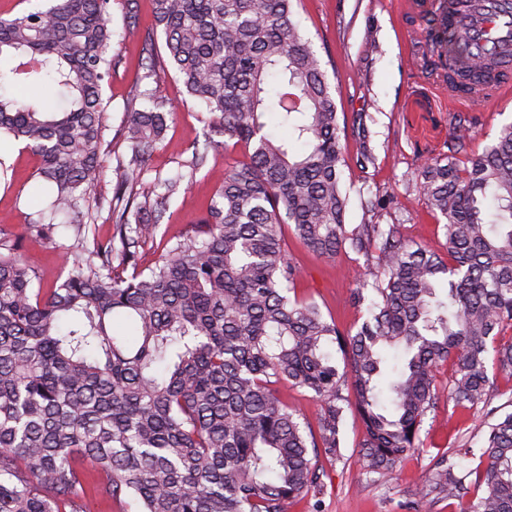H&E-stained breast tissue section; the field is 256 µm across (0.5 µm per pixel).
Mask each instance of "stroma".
<instances>
[{"label":"stroma","mask_w":512,"mask_h":512,"mask_svg":"<svg viewBox=\"0 0 512 512\" xmlns=\"http://www.w3.org/2000/svg\"><path fill=\"white\" fill-rule=\"evenodd\" d=\"M425 14L422 7L398 11L395 0H298L294 20L311 41L336 97L346 157L341 177L346 224H396L405 239L442 255V223L426 207L415 173L427 160L447 153L458 117H465L470 126L473 147L491 142L500 127L512 121V101L492 107L454 101L443 77L424 64ZM153 26L151 0H112V51L122 59L104 87L112 129H119L125 118L142 72V39ZM157 93L174 106L176 116L162 146L145 164L144 181L176 175L183 181L155 237L139 250L144 267L196 227L224 168L244 159L237 146L208 148V141L219 142L223 136L209 125L205 107L187 95L180 81L168 78ZM196 149L205 151L207 158L193 170L186 162ZM364 151L371 155L366 163L360 157ZM4 152L13 181L11 187L0 186V229L21 242L25 257L40 272L42 287H51L67 274L64 263L75 244L73 233L62 228L50 240L31 233L38 161L18 144L6 146ZM283 236L300 272L296 297L316 302L340 330L356 331L366 308L352 301L350 290L364 271V257L346 250L324 259L308 251L291 229H284ZM473 428L469 413L452 421L440 415L427 418L422 448L404 461L397 479L383 484L362 468L358 450L363 425L356 415L347 414L342 456L326 468L321 512H401L400 502L414 496L433 458L455 453Z\"/></svg>","instance_id":"1"}]
</instances>
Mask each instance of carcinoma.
<instances>
[{"mask_svg": "<svg viewBox=\"0 0 512 512\" xmlns=\"http://www.w3.org/2000/svg\"><path fill=\"white\" fill-rule=\"evenodd\" d=\"M155 31L121 129L129 158H112L103 86L111 54L112 0H49L0 16V137L39 159L47 187L33 222L52 239L73 230L84 257L51 288L18 241L0 231V512H98L132 499L138 512H288L323 493L320 464L342 457L354 408L360 457L377 480L394 479L422 447L425 419L489 404L488 365L512 372V123L469 151L460 122L448 153L417 179L445 224L441 257L404 238L398 224L344 223V148L327 72L293 21L294 0H153ZM163 40L165 56L156 40ZM448 86L487 91L501 61L469 57L450 25L433 28ZM175 74L248 161L224 170L192 235L139 267L182 175L137 201L143 163L163 143L168 102L150 88ZM49 82L63 104L9 86ZM279 114L303 150L267 131ZM468 160L460 166L457 155ZM116 161L112 192L106 171ZM112 235L88 241L102 213ZM317 256L350 249L367 259L375 299L355 333L319 306L292 298L299 271L282 226ZM131 275H125L127 269ZM123 318L134 341L113 334ZM344 355L338 366L332 347ZM402 353L386 377L385 352ZM451 371L448 392L436 373ZM287 382L320 403L318 435L279 396ZM479 460L466 477L437 457L418 501L458 500L462 512H512V412L485 414Z\"/></svg>", "mask_w": 512, "mask_h": 512, "instance_id": "carcinoma-1", "label": "carcinoma"}]
</instances>
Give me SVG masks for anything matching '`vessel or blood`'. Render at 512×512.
<instances>
[{"label":"vessel or blood","mask_w":512,"mask_h":512,"mask_svg":"<svg viewBox=\"0 0 512 512\" xmlns=\"http://www.w3.org/2000/svg\"><path fill=\"white\" fill-rule=\"evenodd\" d=\"M435 18L441 26L455 22L472 56L512 60V0H481L476 11L455 17L449 16L446 0H439Z\"/></svg>","instance_id":"obj_1"}]
</instances>
